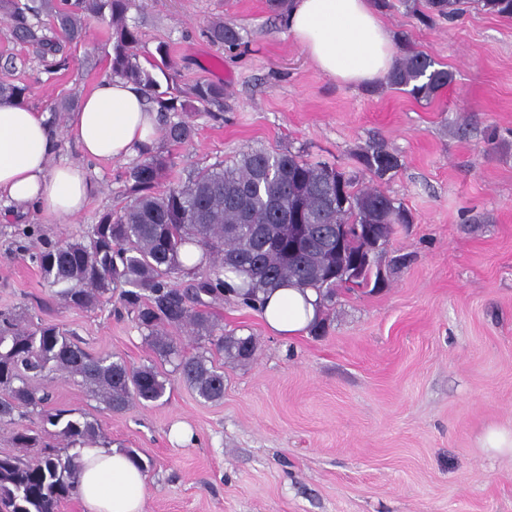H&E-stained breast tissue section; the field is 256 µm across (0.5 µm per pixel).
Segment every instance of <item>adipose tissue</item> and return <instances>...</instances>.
<instances>
[{
    "instance_id": "ef3b65f1",
    "label": "adipose tissue",
    "mask_w": 512,
    "mask_h": 512,
    "mask_svg": "<svg viewBox=\"0 0 512 512\" xmlns=\"http://www.w3.org/2000/svg\"><path fill=\"white\" fill-rule=\"evenodd\" d=\"M288 32L324 74L346 85L386 76L393 42L371 0H290ZM159 125L144 94L119 78L99 80L72 112L64 135L43 113L20 103L0 104V202L32 207L64 224L80 215L95 190L84 163L126 160L152 143ZM79 148L78 162L53 163L60 137ZM319 315L313 291L281 287L265 297L263 318L274 332L292 336ZM77 496L84 512H143L145 474L126 451L80 449Z\"/></svg>"
}]
</instances>
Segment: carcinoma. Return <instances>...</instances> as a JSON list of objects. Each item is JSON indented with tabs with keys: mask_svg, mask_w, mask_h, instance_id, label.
I'll return each instance as SVG.
<instances>
[{
	"mask_svg": "<svg viewBox=\"0 0 512 512\" xmlns=\"http://www.w3.org/2000/svg\"><path fill=\"white\" fill-rule=\"evenodd\" d=\"M475 2L483 9L512 17V0H426L431 12L456 17ZM135 0H0V19L10 24L15 40L36 48L45 66L66 65L67 48L87 37L88 19L111 29L112 76L137 85L160 114L162 139L171 145L191 141L192 126L180 113L186 100L223 106L224 87L199 82L184 91L167 45L143 67L140 30L128 13ZM213 42L235 48L243 37L237 26L218 22ZM427 55L412 52L398 59L387 75L393 88H410L417 100L428 101L452 81L446 69L434 68ZM167 80L158 91L153 71ZM27 87L0 83V103H22ZM374 177L383 179L398 166L396 157L375 145L359 156ZM175 162L156 153L138 160L126 172L125 191L131 202L104 214L86 239H60L31 256L44 281L58 288L64 304L94 309L111 301L123 287L120 304L144 333L162 361L174 364L180 378L200 397H224V372L209 353L248 362L257 350L254 337L224 335V326L209 307L232 296L260 312L263 294L290 286L317 293L328 306L343 288L341 270L364 255V241L352 235L336 248V227L343 224L412 223L411 214L378 185L353 190L351 179L323 161H310L289 150L250 148L236 162L218 161L197 168L167 188L163 182ZM304 225L305 243L288 237V225ZM193 245L201 259L188 265L182 249ZM361 262L357 285L366 288L378 276L377 259ZM246 276L237 288L226 287L224 273ZM188 329L207 339L209 347L187 353L170 330ZM76 333L56 324L25 321L0 312V424L13 426L11 440L22 454H0V512H59L75 495L77 471L72 450L107 442L96 419L71 410H50L49 392L30 380L64 376L91 389L113 412L138 403L159 401L166 392V373L154 364L131 366L111 353L93 355L75 339ZM36 409L55 428L59 442L19 424Z\"/></svg>",
	"mask_w": 512,
	"mask_h": 512,
	"instance_id": "cac0c4a2",
	"label": "carcinoma"
}]
</instances>
